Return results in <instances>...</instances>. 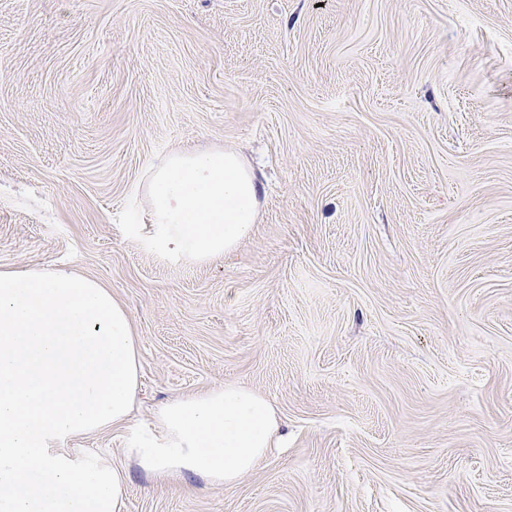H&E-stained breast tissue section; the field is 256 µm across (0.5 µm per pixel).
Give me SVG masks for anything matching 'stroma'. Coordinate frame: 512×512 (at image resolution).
Instances as JSON below:
<instances>
[{
  "mask_svg": "<svg viewBox=\"0 0 512 512\" xmlns=\"http://www.w3.org/2000/svg\"><path fill=\"white\" fill-rule=\"evenodd\" d=\"M238 153L251 235L125 238L173 152ZM112 290L141 368L122 512H512V0H0V270ZM233 383L288 445L235 487L123 450Z\"/></svg>",
  "mask_w": 512,
  "mask_h": 512,
  "instance_id": "1",
  "label": "stroma"
}]
</instances>
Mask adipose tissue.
<instances>
[{
    "instance_id": "1",
    "label": "adipose tissue",
    "mask_w": 512,
    "mask_h": 512,
    "mask_svg": "<svg viewBox=\"0 0 512 512\" xmlns=\"http://www.w3.org/2000/svg\"><path fill=\"white\" fill-rule=\"evenodd\" d=\"M139 370L110 288L68 269L0 270V512H122L123 470L67 443L129 422ZM281 426L257 390L214 386L159 408L126 455L152 477L231 488L278 447Z\"/></svg>"
}]
</instances>
